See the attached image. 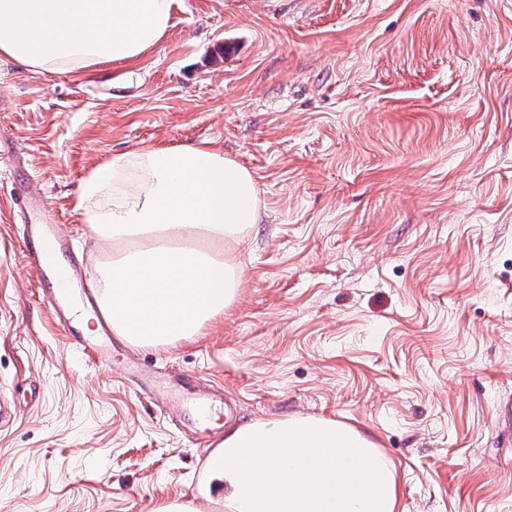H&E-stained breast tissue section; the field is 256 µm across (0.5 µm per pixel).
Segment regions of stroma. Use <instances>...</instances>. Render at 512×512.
I'll return each mask as SVG.
<instances>
[{"instance_id":"stroma-1","label":"stroma","mask_w":512,"mask_h":512,"mask_svg":"<svg viewBox=\"0 0 512 512\" xmlns=\"http://www.w3.org/2000/svg\"><path fill=\"white\" fill-rule=\"evenodd\" d=\"M209 142L255 176L237 295L174 346L74 349L27 266L37 196L84 284L73 211L113 154ZM162 375L217 420L157 404ZM0 512L219 499L229 427L327 418L397 467L401 512H512V0H176L136 67L0 56Z\"/></svg>"}]
</instances>
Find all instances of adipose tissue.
Returning <instances> with one entry per match:
<instances>
[{"label":"adipose tissue","mask_w":512,"mask_h":512,"mask_svg":"<svg viewBox=\"0 0 512 512\" xmlns=\"http://www.w3.org/2000/svg\"><path fill=\"white\" fill-rule=\"evenodd\" d=\"M174 0H0V55L41 74L133 65L166 36ZM74 209L99 244L93 286L114 335L170 346L223 316L239 286L224 251L256 223L253 174L207 144L113 155L81 183ZM213 474L225 512H398L393 463L329 419L229 428Z\"/></svg>","instance_id":"obj_1"}]
</instances>
